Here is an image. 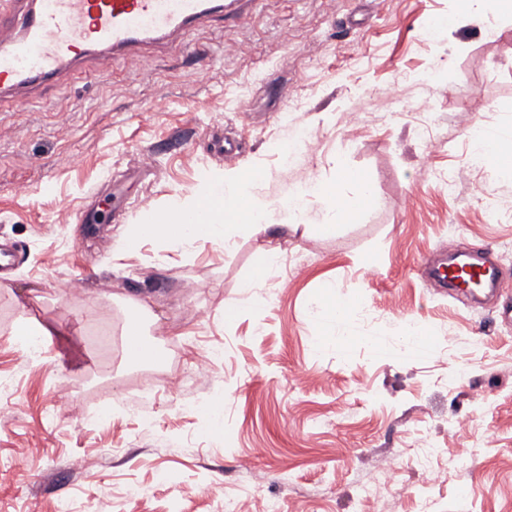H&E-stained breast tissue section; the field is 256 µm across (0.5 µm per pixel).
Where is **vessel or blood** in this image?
Returning a JSON list of instances; mask_svg holds the SVG:
<instances>
[{"instance_id":"b4317fda","label":"vessel or blood","mask_w":512,"mask_h":512,"mask_svg":"<svg viewBox=\"0 0 512 512\" xmlns=\"http://www.w3.org/2000/svg\"><path fill=\"white\" fill-rule=\"evenodd\" d=\"M0 13V101L19 89L59 84L69 65L102 50L113 58L144 57L146 49L182 45L200 26L225 19L238 0H9ZM430 280L463 293L502 288L497 263L457 255L433 267L420 262Z\"/></svg>"}]
</instances>
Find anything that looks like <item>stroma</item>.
<instances>
[{"label":"stroma","mask_w":512,"mask_h":512,"mask_svg":"<svg viewBox=\"0 0 512 512\" xmlns=\"http://www.w3.org/2000/svg\"><path fill=\"white\" fill-rule=\"evenodd\" d=\"M483 10L255 0L146 66L100 55L0 103V243L25 248L0 281V464L16 474L0 512H224L240 497L257 512H363L359 484L399 455L373 512H512V325L416 268L455 244L494 250L512 280V140L485 164L470 154L477 125L512 129V17L492 36ZM437 16L449 23L435 32ZM302 129L317 150L283 165ZM221 137L238 142L234 169L255 175L274 229L230 227L223 250L124 248L130 224L225 172ZM307 181L379 203L322 231L321 199L288 212ZM68 277L81 296L59 290ZM133 301L168 328L158 361L125 351ZM188 303L205 319L183 318ZM336 305L339 327L320 316ZM23 312L42 360L16 343ZM407 323L429 355L404 356ZM459 415L475 431L450 428ZM420 439L443 471L432 487L406 458Z\"/></svg>","instance_id":"stroma-1"}]
</instances>
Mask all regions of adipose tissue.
Here are the masks:
<instances>
[{"instance_id":"ef3b65f1","label":"adipose tissue","mask_w":512,"mask_h":512,"mask_svg":"<svg viewBox=\"0 0 512 512\" xmlns=\"http://www.w3.org/2000/svg\"><path fill=\"white\" fill-rule=\"evenodd\" d=\"M253 183L233 171L207 177L196 196L174 199L161 212L154 213L153 237L168 239L180 248L192 247L199 238H207L215 245L227 243L226 222L235 218L244 221L253 232H265L271 227L268 209L250 203ZM205 213L206 235H199L189 219L196 213Z\"/></svg>"}]
</instances>
